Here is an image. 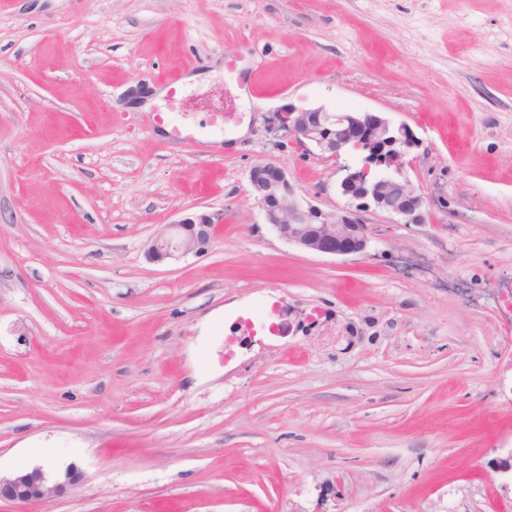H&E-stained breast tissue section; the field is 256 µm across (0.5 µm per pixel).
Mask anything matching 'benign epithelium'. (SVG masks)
<instances>
[{
    "mask_svg": "<svg viewBox=\"0 0 512 512\" xmlns=\"http://www.w3.org/2000/svg\"><path fill=\"white\" fill-rule=\"evenodd\" d=\"M288 137L306 151L328 160H339L351 151L364 154L359 168H346L338 189L355 206L344 214L327 212L300 200L285 166L268 161L254 166L250 183L256 205L265 222L287 243L304 251L353 255L366 251L368 225L360 217L366 211L396 215L407 224L423 219L424 196L400 177L417 139L404 123L395 124L381 112L331 110L322 105L288 117ZM220 214L192 213L164 224L144 244L153 262L180 260L206 252L213 243L214 225ZM80 472L70 466L49 471L42 466L0 475V501L36 504L64 496L78 483Z\"/></svg>",
    "mask_w": 512,
    "mask_h": 512,
    "instance_id": "obj_1",
    "label": "benign epithelium"
}]
</instances>
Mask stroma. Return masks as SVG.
I'll return each mask as SVG.
<instances>
[{
	"instance_id": "1",
	"label": "stroma",
	"mask_w": 512,
	"mask_h": 512,
	"mask_svg": "<svg viewBox=\"0 0 512 512\" xmlns=\"http://www.w3.org/2000/svg\"><path fill=\"white\" fill-rule=\"evenodd\" d=\"M185 70L195 147L157 121ZM321 104L410 126L423 223L347 256L265 223L263 161L350 208L362 153L284 135ZM192 211L209 251L149 262ZM268 296L276 341L224 315ZM511 453L512 0H0V473H82L0 512H512Z\"/></svg>"
}]
</instances>
